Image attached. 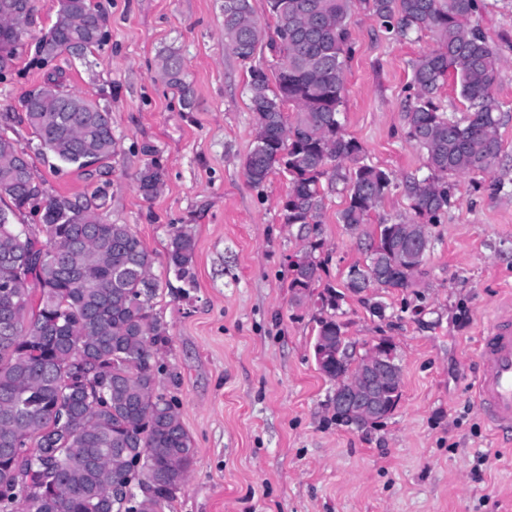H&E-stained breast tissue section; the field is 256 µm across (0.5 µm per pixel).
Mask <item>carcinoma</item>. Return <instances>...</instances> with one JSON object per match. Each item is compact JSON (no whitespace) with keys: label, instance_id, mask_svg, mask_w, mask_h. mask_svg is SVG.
I'll use <instances>...</instances> for the list:
<instances>
[{"label":"carcinoma","instance_id":"obj_1","mask_svg":"<svg viewBox=\"0 0 512 512\" xmlns=\"http://www.w3.org/2000/svg\"><path fill=\"white\" fill-rule=\"evenodd\" d=\"M384 33L406 37L431 32L438 49L410 61L413 94L406 100L407 137L424 154L430 175L408 176L402 189L429 237V225L448 209V177L489 170L502 152L503 117L492 91L501 60L483 32L469 25L483 0H367ZM352 0H267L274 21L269 50L277 58L275 86L261 67L249 71L247 91L255 129L246 177L261 186L275 171L288 175L284 221L306 229L321 223L326 193L343 184L346 206L339 222L358 233L393 181V174L361 162V145L345 138L338 116L344 104L351 54L345 23ZM24 0H0V77L13 67L26 30L11 14ZM102 19L91 0H59L55 19L38 39L45 62L62 46L102 45ZM260 39L251 0H224V42L243 61ZM162 78L191 106L192 91L178 53L159 56ZM459 84L465 114H447L437 92L448 74ZM63 74L49 73L23 98L24 119L36 135V151L91 178L87 164L108 166L118 153L109 112L64 89ZM293 108V116L286 108ZM10 113L0 114V288L19 280L21 297L0 298V449H25L27 475L39 494L17 480L13 458L0 454V512H164L185 484L195 449L173 401L157 391L158 345L167 325L153 313L158 283L143 241L127 224L106 220V191L50 194L30 156L13 165L18 149L7 135ZM156 167L138 176L143 197L160 189ZM27 209L40 212L37 229L13 223ZM406 222L379 224L367 234L365 263L352 265L346 287L415 286L427 249L403 251ZM310 251L290 265L288 289L299 305L319 282L321 263ZM195 241L177 230L170 237L166 270L188 294L195 287ZM344 294L329 286L321 308L336 310ZM345 333L335 316L318 318L319 336ZM96 372L76 381L80 363ZM158 470L172 488L145 494L141 487Z\"/></svg>","mask_w":512,"mask_h":512}]
</instances>
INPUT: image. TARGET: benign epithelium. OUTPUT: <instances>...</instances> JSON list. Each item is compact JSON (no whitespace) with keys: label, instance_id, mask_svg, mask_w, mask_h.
<instances>
[{"label":"benign epithelium","instance_id":"benign-epithelium-1","mask_svg":"<svg viewBox=\"0 0 512 512\" xmlns=\"http://www.w3.org/2000/svg\"><path fill=\"white\" fill-rule=\"evenodd\" d=\"M318 370L334 382L331 404L347 413L355 429L363 430L374 420L393 413L402 394L403 369L392 362V343L380 338L368 346L358 372L334 368V353H348L341 341L318 340L314 347Z\"/></svg>","mask_w":512,"mask_h":512}]
</instances>
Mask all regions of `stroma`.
I'll list each match as a JSON object with an SVG mask.
<instances>
[{
    "mask_svg": "<svg viewBox=\"0 0 512 512\" xmlns=\"http://www.w3.org/2000/svg\"><path fill=\"white\" fill-rule=\"evenodd\" d=\"M91 2L102 45L46 64L35 44L56 0H35L19 57L0 80V113L16 115L9 135L31 153L48 192L92 190L73 168L34 153L36 139L19 120L23 94L50 68L63 70L68 90L111 115L118 153L107 176V220L131 226L160 278L172 231L195 240V288L154 301L168 327L158 390L173 398L195 450L164 512H512V446L490 430L472 394L487 312L512 293V0H485L474 18L502 60L499 159L451 178V204L429 227L416 287L385 293L381 318L370 311V290L346 296L336 312L357 348L389 339L403 368L398 408L362 431L337 423L334 384L316 366L315 298L290 303L288 264L307 242L283 220L288 180L275 174L256 188L245 175L255 126L249 69L272 60L266 0H251L261 41L250 63L224 44V0ZM346 23L352 54L342 130L362 145L366 163L395 177L368 224L414 220L401 182L428 170L407 138L409 62L436 49V38L386 37L364 0H354ZM165 49L184 61L193 108L159 73ZM149 163L159 166L162 186L147 199L137 175ZM345 202L344 192L328 193L316 252L322 283L340 291L367 245L340 224Z\"/></svg>",
    "mask_w": 512,
    "mask_h": 512,
    "instance_id": "stroma-1",
    "label": "stroma"
}]
</instances>
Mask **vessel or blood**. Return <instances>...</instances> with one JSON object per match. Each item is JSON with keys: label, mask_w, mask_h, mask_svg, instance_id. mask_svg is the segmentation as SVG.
I'll return each mask as SVG.
<instances>
[{"label": "vessel or blood", "mask_w": 512, "mask_h": 512, "mask_svg": "<svg viewBox=\"0 0 512 512\" xmlns=\"http://www.w3.org/2000/svg\"><path fill=\"white\" fill-rule=\"evenodd\" d=\"M477 362L474 400L495 434H512V297L495 306Z\"/></svg>", "instance_id": "vessel-or-blood-1"}]
</instances>
